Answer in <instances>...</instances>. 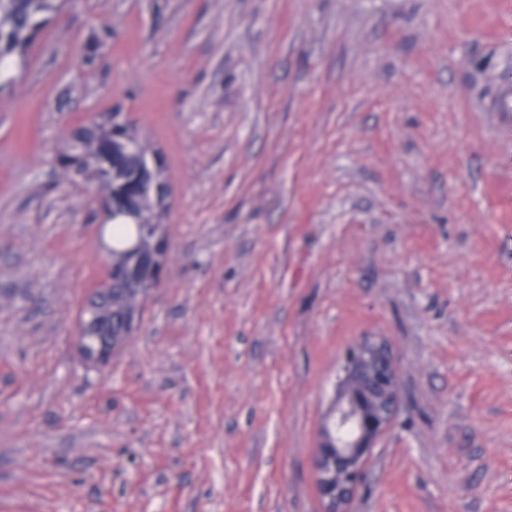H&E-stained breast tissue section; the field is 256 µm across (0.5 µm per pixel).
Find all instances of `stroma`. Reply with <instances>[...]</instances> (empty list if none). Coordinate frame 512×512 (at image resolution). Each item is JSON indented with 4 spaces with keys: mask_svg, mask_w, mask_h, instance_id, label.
<instances>
[{
    "mask_svg": "<svg viewBox=\"0 0 512 512\" xmlns=\"http://www.w3.org/2000/svg\"><path fill=\"white\" fill-rule=\"evenodd\" d=\"M0 83V512H324L346 350L401 402L353 512H512V0H58ZM117 112L160 151V285L109 366L96 183ZM491 108L493 112H501L510 118L512 127V76L510 72H506L502 78L497 81L495 92L491 100ZM76 151V152H75ZM74 154L63 153L60 158V164L71 177H82L83 180H94L96 182H105L107 179L99 175L90 158L95 155V143L93 136H89L84 143L74 148Z\"/></svg>",
    "mask_w": 512,
    "mask_h": 512,
    "instance_id": "stroma-1",
    "label": "stroma"
}]
</instances>
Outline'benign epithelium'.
<instances>
[{
    "instance_id": "obj_1",
    "label": "benign epithelium",
    "mask_w": 512,
    "mask_h": 512,
    "mask_svg": "<svg viewBox=\"0 0 512 512\" xmlns=\"http://www.w3.org/2000/svg\"><path fill=\"white\" fill-rule=\"evenodd\" d=\"M104 133L102 144L112 153L102 157L112 178L123 182L121 160L141 155L145 167L141 175L142 195L157 200L161 186L156 177V158L143 150L141 141L131 133H122L103 116L92 122ZM164 256L151 252L144 261L148 282L161 277ZM111 280H105L85 304L80 329L76 336L77 349L94 367H104L112 360L122 342L108 350L88 354L84 338L95 335L98 318L94 300L109 290ZM399 404L398 368L388 342L382 338L364 337L347 350L333 388V398L316 450L315 469L320 495L326 502L325 512H351L350 505L359 483L371 464L374 448L390 429Z\"/></svg>"
}]
</instances>
